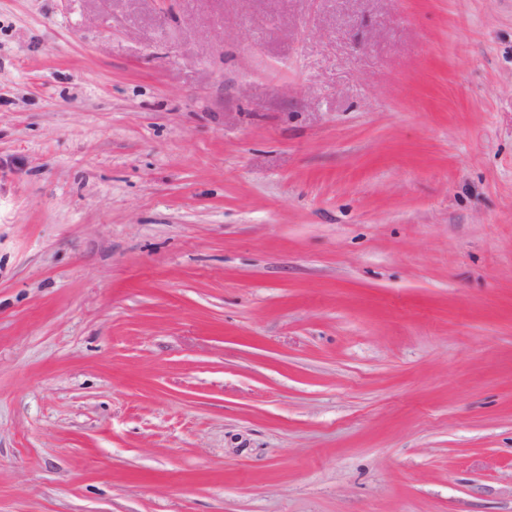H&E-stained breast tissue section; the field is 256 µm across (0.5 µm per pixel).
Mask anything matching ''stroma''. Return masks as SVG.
Masks as SVG:
<instances>
[{"mask_svg":"<svg viewBox=\"0 0 512 512\" xmlns=\"http://www.w3.org/2000/svg\"><path fill=\"white\" fill-rule=\"evenodd\" d=\"M0 512H512V0H0Z\"/></svg>","mask_w":512,"mask_h":512,"instance_id":"stroma-1","label":"stroma"}]
</instances>
